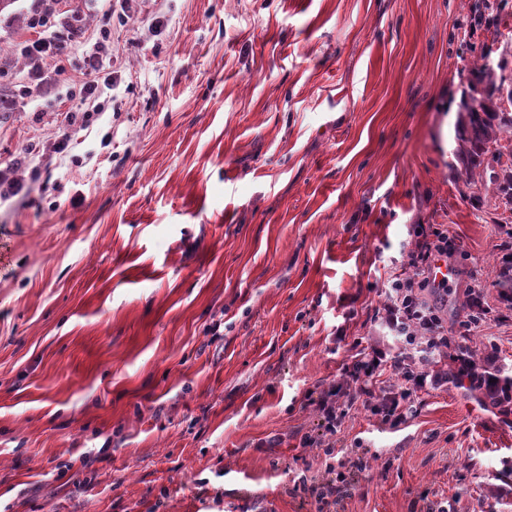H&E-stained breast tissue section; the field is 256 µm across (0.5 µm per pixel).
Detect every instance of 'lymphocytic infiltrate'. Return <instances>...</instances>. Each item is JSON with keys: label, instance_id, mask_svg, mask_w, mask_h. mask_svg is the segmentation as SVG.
<instances>
[{"label": "lymphocytic infiltrate", "instance_id": "1", "mask_svg": "<svg viewBox=\"0 0 512 512\" xmlns=\"http://www.w3.org/2000/svg\"><path fill=\"white\" fill-rule=\"evenodd\" d=\"M72 67L81 76L83 101H94L114 82L111 41L102 39ZM414 235L407 272L388 281L382 290L384 300L375 310L376 321L398 341V349L378 341L366 344L359 338L349 344L336 383L309 401L318 422L302 435V447L333 456L335 436L352 408L372 406L382 424L395 428L406 421L422 393L444 386L480 393L485 407L502 417L512 416V378L502 376L496 349L480 352L470 344L474 329L490 313L483 289H472L465 320L457 330H449L422 293L429 287L447 291V280H436L433 271L438 261L451 260L455 249L447 231L436 225H417ZM369 468L364 459L327 466L322 478L311 480L309 486L318 512H340L348 492Z\"/></svg>", "mask_w": 512, "mask_h": 512}]
</instances>
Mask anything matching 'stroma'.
Returning <instances> with one entry per match:
<instances>
[{"instance_id": "obj_1", "label": "stroma", "mask_w": 512, "mask_h": 512, "mask_svg": "<svg viewBox=\"0 0 512 512\" xmlns=\"http://www.w3.org/2000/svg\"><path fill=\"white\" fill-rule=\"evenodd\" d=\"M497 0H14L0 11V512H315L295 482L308 392L373 309L416 224L456 247L449 326L495 283L512 208L457 166L462 71L512 63ZM163 27H156L155 19ZM73 20V56L110 28L115 83L80 102L63 58L28 81L25 45ZM372 476L344 512H512V426L462 392L399 427L363 406L337 434ZM89 112H98V110H95L94 107L91 110L83 109L80 107L75 109L72 108L67 111L65 116L66 125L63 127L62 134L60 135L59 141L55 148V153L62 154L67 149L70 141L68 129L78 123H80V125H86L90 117Z\"/></svg>"}]
</instances>
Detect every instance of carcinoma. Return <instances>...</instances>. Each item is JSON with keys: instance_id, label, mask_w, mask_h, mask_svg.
Segmentation results:
<instances>
[{"instance_id": "cac0c4a2", "label": "carcinoma", "mask_w": 512, "mask_h": 512, "mask_svg": "<svg viewBox=\"0 0 512 512\" xmlns=\"http://www.w3.org/2000/svg\"><path fill=\"white\" fill-rule=\"evenodd\" d=\"M492 53L491 48L483 47V63L462 76L466 90L460 108L456 158L471 184H477L489 172L495 195L512 202V164L501 161L500 150L502 140H512V109H507L512 106V78L502 74L506 68L503 60L498 71L492 70ZM492 160L500 165V170L490 169Z\"/></svg>"}]
</instances>
